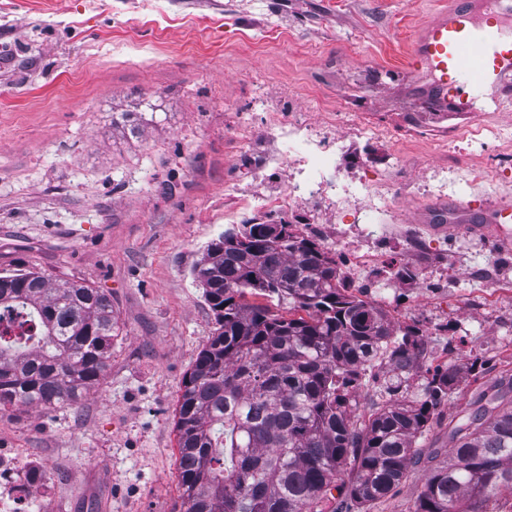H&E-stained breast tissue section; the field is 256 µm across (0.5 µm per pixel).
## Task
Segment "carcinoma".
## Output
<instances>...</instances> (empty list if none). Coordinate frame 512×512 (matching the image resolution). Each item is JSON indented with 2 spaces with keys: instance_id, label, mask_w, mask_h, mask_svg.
<instances>
[{
  "instance_id": "carcinoma-1",
  "label": "carcinoma",
  "mask_w": 512,
  "mask_h": 512,
  "mask_svg": "<svg viewBox=\"0 0 512 512\" xmlns=\"http://www.w3.org/2000/svg\"><path fill=\"white\" fill-rule=\"evenodd\" d=\"M290 224L228 229L192 269L218 328L185 378L175 431L185 512H326L337 491L365 505L399 485L414 444L460 384L437 368L426 398L392 396L357 414L363 374L378 362L416 366L421 343L382 308L341 285L336 257ZM288 303V316L247 296ZM119 320L110 295L29 269L0 272V413L75 406L105 378ZM448 463L427 479L416 512H483L512 492V401L492 399L448 431Z\"/></svg>"
}]
</instances>
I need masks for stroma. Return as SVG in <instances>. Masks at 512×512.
I'll return each instance as SVG.
<instances>
[{"label": "stroma", "instance_id": "35a3bbf8", "mask_svg": "<svg viewBox=\"0 0 512 512\" xmlns=\"http://www.w3.org/2000/svg\"><path fill=\"white\" fill-rule=\"evenodd\" d=\"M434 2L0 0V269L103 289L120 325L107 376L78 405L0 414V463L48 476L34 512H184L174 416L217 328L191 269L228 209L239 224L326 225L317 241L333 253L384 237L369 272L379 288L356 294L419 336L407 399H424L435 367L460 377L400 484L351 512H415L448 458L449 424L481 397H512V250L408 220L438 169L464 176L447 191L463 204L512 197V148L458 140L469 118L423 111L421 76L394 73ZM286 112L350 139L326 175L388 183L398 205L374 224L332 192L262 214L242 206L237 186L256 197L287 186L290 167L268 162L269 127ZM355 122L377 136L353 138Z\"/></svg>", "mask_w": 512, "mask_h": 512}]
</instances>
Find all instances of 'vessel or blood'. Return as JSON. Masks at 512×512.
I'll return each instance as SVG.
<instances>
[{"mask_svg":"<svg viewBox=\"0 0 512 512\" xmlns=\"http://www.w3.org/2000/svg\"><path fill=\"white\" fill-rule=\"evenodd\" d=\"M512 18V0H456L422 22L409 48L412 68L427 73L434 106L471 114L474 91L512 97V36L504 23ZM415 223L439 233H459L512 246V200L463 207L438 200L420 209Z\"/></svg>","mask_w":512,"mask_h":512,"instance_id":"b4317fda","label":"vessel or blood"}]
</instances>
